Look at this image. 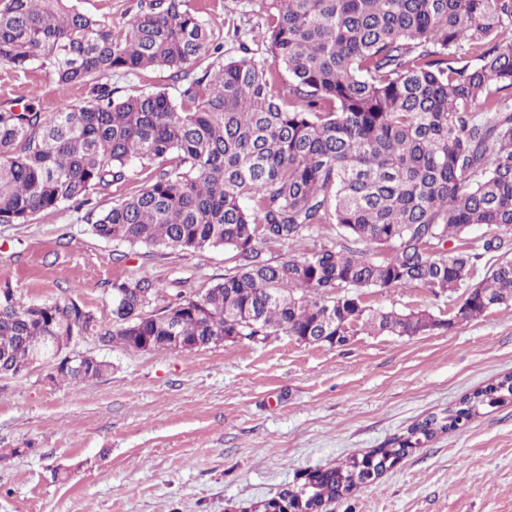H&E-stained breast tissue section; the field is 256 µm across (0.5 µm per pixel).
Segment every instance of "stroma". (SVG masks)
Masks as SVG:
<instances>
[{"mask_svg":"<svg viewBox=\"0 0 512 512\" xmlns=\"http://www.w3.org/2000/svg\"><path fill=\"white\" fill-rule=\"evenodd\" d=\"M216 38L253 27L258 0H192ZM87 93L40 69L0 66V106L54 112ZM500 237L497 250H484ZM474 279L512 257V232L472 227ZM231 250L170 252L104 240L62 205L0 224V282L24 302L73 300L112 322V283L147 276L159 305L201 296ZM376 309L452 318L455 298L373 288ZM75 353L110 361L101 378L53 382L48 366L0 378V512H251L304 474L385 447L414 423L512 372V303L426 335L362 333L341 347L285 334L192 352H134L88 336ZM323 512H512V401L411 449Z\"/></svg>","mask_w":512,"mask_h":512,"instance_id":"1","label":"stroma"}]
</instances>
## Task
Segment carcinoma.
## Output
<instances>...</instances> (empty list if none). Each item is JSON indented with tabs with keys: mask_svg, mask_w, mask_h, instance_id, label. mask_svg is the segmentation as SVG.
<instances>
[{
	"mask_svg": "<svg viewBox=\"0 0 512 512\" xmlns=\"http://www.w3.org/2000/svg\"><path fill=\"white\" fill-rule=\"evenodd\" d=\"M509 31L512 0H270L261 27L227 34L245 52L251 35L267 57L226 58L190 0H150L119 28L76 0H0V64L90 90L49 116L0 107V224L68 204L86 209L102 239L232 249L223 281L178 297L190 311L177 335L198 350L233 328L237 311L257 317L247 336H304L328 305L355 334L396 333L399 311L360 302L365 288L474 290L451 321L400 320V336L476 319L489 311L481 289L512 301V260L475 283L476 255L445 245L473 226L512 229ZM154 69L185 83L179 98L162 88L116 99L105 83ZM282 72L288 85L276 95ZM135 162L146 185L96 212L91 197L128 181ZM318 224L338 226L342 242L266 257L265 247L300 243ZM4 288L0 377L31 365L47 336L120 338L139 351L144 337L167 335L165 309H151L160 285L147 276L112 284L110 325L74 300L39 308ZM82 365L49 378L83 382L109 369L94 356ZM509 399L512 373L279 500L308 509L346 498L407 449Z\"/></svg>",
	"mask_w": 512,
	"mask_h": 512,
	"instance_id": "cac0c4a2",
	"label": "carcinoma"
}]
</instances>
